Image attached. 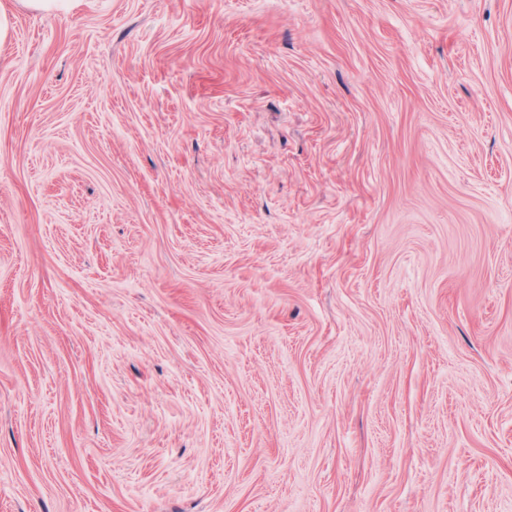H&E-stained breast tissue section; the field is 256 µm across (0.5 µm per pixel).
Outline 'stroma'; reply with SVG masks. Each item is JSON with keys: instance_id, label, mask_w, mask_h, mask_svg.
Instances as JSON below:
<instances>
[{"instance_id": "35a3bbf8", "label": "stroma", "mask_w": 512, "mask_h": 512, "mask_svg": "<svg viewBox=\"0 0 512 512\" xmlns=\"http://www.w3.org/2000/svg\"><path fill=\"white\" fill-rule=\"evenodd\" d=\"M0 7V512H512V0Z\"/></svg>"}]
</instances>
